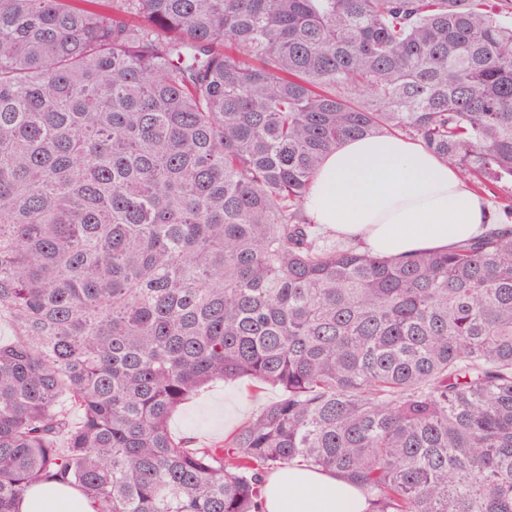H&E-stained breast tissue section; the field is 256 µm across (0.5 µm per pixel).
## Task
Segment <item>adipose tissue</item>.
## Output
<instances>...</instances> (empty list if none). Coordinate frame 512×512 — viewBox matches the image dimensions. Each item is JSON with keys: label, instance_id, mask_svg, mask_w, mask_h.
Here are the masks:
<instances>
[{"label": "adipose tissue", "instance_id": "1", "mask_svg": "<svg viewBox=\"0 0 512 512\" xmlns=\"http://www.w3.org/2000/svg\"><path fill=\"white\" fill-rule=\"evenodd\" d=\"M312 220L385 256L446 249L485 230V200L448 163L397 136L351 138L324 158L308 195ZM265 512H370L335 475L284 469L263 490Z\"/></svg>", "mask_w": 512, "mask_h": 512}]
</instances>
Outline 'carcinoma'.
Listing matches in <instances>:
<instances>
[{
  "label": "carcinoma",
  "mask_w": 512,
  "mask_h": 512,
  "mask_svg": "<svg viewBox=\"0 0 512 512\" xmlns=\"http://www.w3.org/2000/svg\"><path fill=\"white\" fill-rule=\"evenodd\" d=\"M512 184V0H0V512H512V229L389 258L305 201L346 138ZM216 379L281 397L174 437ZM265 512H370L356 487L333 474L284 469L271 476L263 490ZM55 489V493L43 495L34 504H31L30 498H26L22 506L23 512H95L93 505L87 501L81 500L79 505L74 503L69 495L71 490Z\"/></svg>",
  "instance_id": "1"
}]
</instances>
